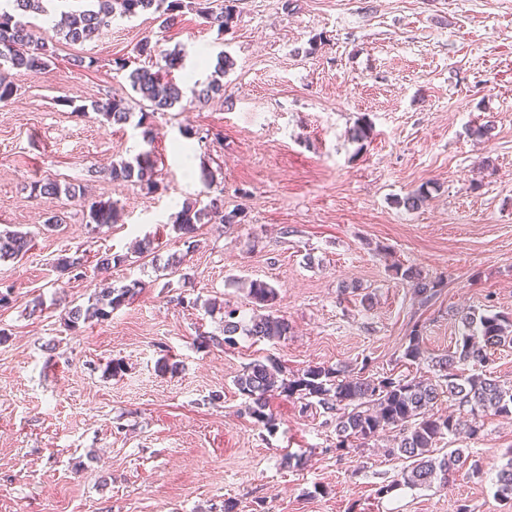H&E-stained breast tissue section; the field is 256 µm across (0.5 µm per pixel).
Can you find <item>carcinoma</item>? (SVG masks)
Wrapping results in <instances>:
<instances>
[{
	"mask_svg": "<svg viewBox=\"0 0 512 512\" xmlns=\"http://www.w3.org/2000/svg\"><path fill=\"white\" fill-rule=\"evenodd\" d=\"M10 10L0 8V102L9 100L17 91L15 78L35 76L48 66V46L34 39L27 18L30 14L45 12L44 0H8ZM97 7L71 11L65 14L60 28L65 40L76 43L91 41L102 29L110 26L116 15L136 16L153 10L163 12L165 21H175L183 10L196 12L212 25L223 30L231 26L237 14L235 2L224 0V7L215 11L208 0H96ZM139 56L149 65L129 73L132 90L150 103V111L143 112L137 122L142 138L152 145L153 127L150 114L165 112L181 103L184 89L174 81L172 73L182 67V57L174 52L161 53L148 38L137 46ZM233 60L228 55L218 58L217 78L199 90H192L194 100L205 102L224 94L221 78L232 69ZM93 109L100 112L107 122L123 125L131 120L132 112L122 99L108 97L94 102ZM156 159L152 150H145L131 160L112 164L109 175L115 183H134L146 193L154 192ZM32 192L40 196L65 194L72 198L81 195V189L62 184L54 179L38 180L31 185ZM220 217L224 224H234L238 213H221L219 199L198 207L186 204L178 213L173 229L180 235L192 238L197 225ZM88 223L96 228L117 224L120 208L113 202L93 201L89 204ZM31 239L19 231L0 232V260L16 259L30 250ZM85 268L83 257L74 253L59 255L55 269L62 274ZM401 278L413 288L422 305L430 303L438 293L437 284L426 280L420 272L409 267ZM142 290V282L130 283L105 291L86 306L65 308L64 324L76 329L81 324L103 321L111 311ZM248 296L259 310L246 325L234 320V312L224 317V342L234 341V336L244 332L259 341L275 340L288 334V320L272 313L271 308L277 291L262 280L247 282ZM460 336L455 350L441 357H432L431 366L443 374L410 376H374L364 369L354 371L346 366L310 365L290 380L281 378L282 368L274 360H256L235 380L238 391L248 398L246 410L250 417L272 427L273 416L267 412L269 398L280 391L289 397H297L304 409L321 408L330 416L325 424L334 426L338 450L364 448L370 441L390 428L399 429L397 446L388 449V455L403 461L397 484L410 488H430L434 484L444 486L457 468L465 463L464 449L438 447L445 438L466 433L471 437L483 431L484 417L488 415L512 416V387L500 383L491 374L479 371L489 359V352L512 344V316L503 313H466L460 315ZM402 359L412 363L424 360L419 333L409 338ZM457 406V414L436 415L434 405L441 398ZM395 484V485H397ZM395 485L388 484L379 492L390 493ZM494 497L512 501V456L498 470Z\"/></svg>",
	"mask_w": 512,
	"mask_h": 512,
	"instance_id": "obj_1",
	"label": "carcinoma"
}]
</instances>
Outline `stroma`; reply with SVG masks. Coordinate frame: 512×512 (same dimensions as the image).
Instances as JSON below:
<instances>
[{"label": "stroma", "instance_id": "35a3bbf8", "mask_svg": "<svg viewBox=\"0 0 512 512\" xmlns=\"http://www.w3.org/2000/svg\"><path fill=\"white\" fill-rule=\"evenodd\" d=\"M56 20L30 17L54 56L0 102V230L32 239L0 261V512H224L228 499L237 512H512L494 497L510 419L486 417L478 438L456 440L480 473L382 497L402 467L387 454L398 429L340 453L322 415L277 394L267 430L234 384L264 357L289 375L320 364L412 374V331L436 357L454 347L459 313L512 314V0H238L227 30L149 11L78 44ZM146 37L181 51L174 76L187 90L220 54L235 62L223 96L155 114L149 146L135 123L92 108L115 95L140 110L128 72ZM489 120L491 138L473 135ZM363 124L369 137L354 140ZM148 147L158 191L111 181L113 162ZM43 178L116 202L121 223L98 229L83 199L34 195ZM421 188L422 207L398 206ZM215 197L236 223L199 225L185 242L172 229L183 204ZM53 215L63 222L50 231ZM146 236L182 257L181 272L134 253ZM65 250L119 260L63 275L53 264ZM399 266L437 282L430 304ZM134 279L143 290L107 320L65 326L66 303ZM252 279L276 288L271 311L290 330L225 344V311L253 314ZM164 357L177 371L161 370Z\"/></svg>", "mask_w": 512, "mask_h": 512}]
</instances>
